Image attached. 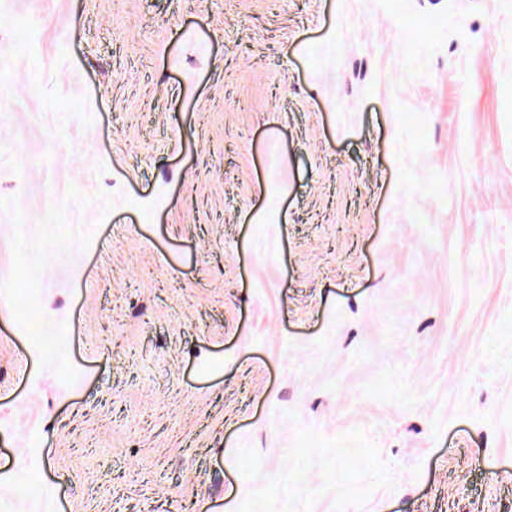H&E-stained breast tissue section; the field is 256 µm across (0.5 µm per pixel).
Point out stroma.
Listing matches in <instances>:
<instances>
[{
  "instance_id": "35a3bbf8",
  "label": "stroma",
  "mask_w": 512,
  "mask_h": 512,
  "mask_svg": "<svg viewBox=\"0 0 512 512\" xmlns=\"http://www.w3.org/2000/svg\"><path fill=\"white\" fill-rule=\"evenodd\" d=\"M512 0H0V512H512Z\"/></svg>"
}]
</instances>
